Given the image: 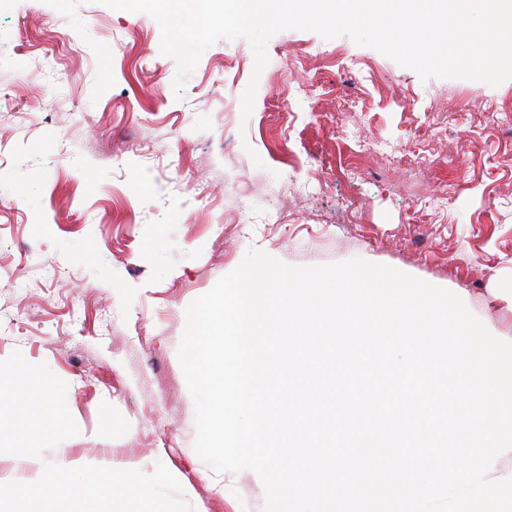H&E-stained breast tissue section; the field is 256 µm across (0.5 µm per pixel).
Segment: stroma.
<instances>
[{
  "mask_svg": "<svg viewBox=\"0 0 512 512\" xmlns=\"http://www.w3.org/2000/svg\"><path fill=\"white\" fill-rule=\"evenodd\" d=\"M78 15L90 39L72 45L45 0H0V424L39 445L0 452V512H113L116 466L155 512H264L255 472L195 452L178 358L188 305L248 250L387 265L455 293L491 334L512 327V128L490 120L512 79H424L349 36L289 29L245 117L247 40L215 42L177 93L151 16L98 0ZM95 41L115 78L96 101ZM398 152L434 165L412 179ZM62 448L68 488L48 500L34 487Z\"/></svg>",
  "mask_w": 512,
  "mask_h": 512,
  "instance_id": "obj_1",
  "label": "stroma"
}]
</instances>
